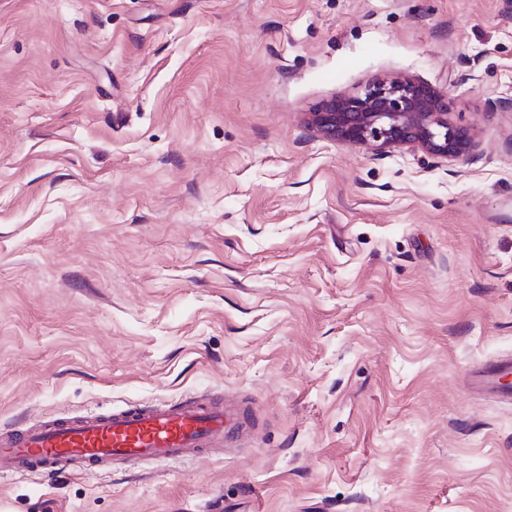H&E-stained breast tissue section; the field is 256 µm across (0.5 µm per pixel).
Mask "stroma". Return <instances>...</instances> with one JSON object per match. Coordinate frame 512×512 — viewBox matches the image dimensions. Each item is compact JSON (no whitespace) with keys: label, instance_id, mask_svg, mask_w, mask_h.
Here are the masks:
<instances>
[{"label":"stroma","instance_id":"obj_1","mask_svg":"<svg viewBox=\"0 0 512 512\" xmlns=\"http://www.w3.org/2000/svg\"><path fill=\"white\" fill-rule=\"evenodd\" d=\"M408 76L469 155L317 136ZM512 0H0V433L198 397L248 441L0 512H512ZM512 374V359L503 360L474 377V386L478 390L490 391L505 401H512V389L502 383L503 379Z\"/></svg>","mask_w":512,"mask_h":512}]
</instances>
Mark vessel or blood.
Wrapping results in <instances>:
<instances>
[{
  "label": "vessel or blood",
  "mask_w": 512,
  "mask_h": 512,
  "mask_svg": "<svg viewBox=\"0 0 512 512\" xmlns=\"http://www.w3.org/2000/svg\"><path fill=\"white\" fill-rule=\"evenodd\" d=\"M512 359L501 361L474 377L477 389L512 401ZM248 420L238 406L185 399L147 409H116L47 420L11 432L0 440V475H24L41 468L78 464L103 467L111 461L176 460L218 443L238 444Z\"/></svg>",
  "instance_id": "vessel-or-blood-1"
}]
</instances>
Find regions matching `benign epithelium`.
I'll list each match as a JSON object with an SVG mask.
<instances>
[{
  "label": "benign epithelium",
  "mask_w": 512,
  "mask_h": 512,
  "mask_svg": "<svg viewBox=\"0 0 512 512\" xmlns=\"http://www.w3.org/2000/svg\"><path fill=\"white\" fill-rule=\"evenodd\" d=\"M321 136L354 144L409 146L446 159L469 154L474 135L448 119L443 92L408 77L367 84L352 96L332 97L309 113Z\"/></svg>",
  "instance_id": "1"
}]
</instances>
